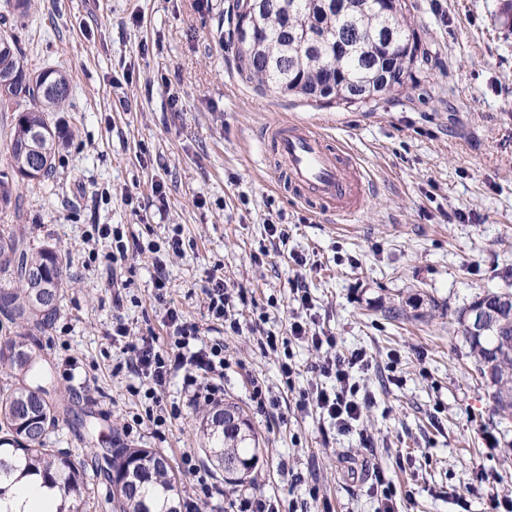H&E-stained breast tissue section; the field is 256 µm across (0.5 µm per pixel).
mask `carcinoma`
Returning <instances> with one entry per match:
<instances>
[{"label": "carcinoma", "mask_w": 512, "mask_h": 512, "mask_svg": "<svg viewBox=\"0 0 512 512\" xmlns=\"http://www.w3.org/2000/svg\"><path fill=\"white\" fill-rule=\"evenodd\" d=\"M331 0H250L259 19L263 60L253 59L244 44L245 32L235 28L239 71L261 89L291 93L325 104L347 105L371 101L378 95L369 87L388 78L389 91L403 86L413 68L428 65L408 8L387 17L376 0H342L344 21L356 35L357 48L347 55L336 52V11ZM391 28L403 49L391 55L381 50L378 37ZM19 37L0 32V107L18 112L8 133L7 155L0 166V315L17 331L0 341V366L13 378L0 389V478L13 468L4 457L25 463L43 482L60 487L68 500L89 501L86 457L53 447L51 433L62 416L73 417L87 428L90 448L111 492L112 512H177L182 482L161 451L123 446L110 451L95 444V424L89 415L76 414L70 403L50 397V366L37 347V336L53 326L60 311L63 256L49 245L38 246L28 235L22 189L50 178L56 155L68 138L52 120L64 110L72 93L65 71L49 68L44 79L30 78ZM485 377L487 398L499 419L512 420V322L483 336H465ZM227 414L242 418L238 427L218 429L207 412L203 428L204 453L216 467L235 459L247 473L227 481L236 486L252 479L259 441L241 407L224 404Z\"/></svg>", "instance_id": "1"}]
</instances>
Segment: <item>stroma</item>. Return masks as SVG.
<instances>
[{
  "label": "stroma",
  "instance_id": "1",
  "mask_svg": "<svg viewBox=\"0 0 512 512\" xmlns=\"http://www.w3.org/2000/svg\"><path fill=\"white\" fill-rule=\"evenodd\" d=\"M408 2L429 68L352 106L242 80L233 0H31L27 16H13L28 66L65 68L72 86L53 115L71 133L55 175L24 194L31 239L60 248L73 278L37 344L58 394L92 412L99 447L163 452L198 512L240 510L239 492L224 490L201 449L206 403L179 373L163 395L164 425L146 421L113 320L130 342L151 332L163 343L173 306L202 341L223 337L224 396L255 426L257 487L279 512H382L379 472L396 490L395 512H489L494 495L512 503V424L493 415L456 321L485 291L512 289V30L498 19L502 0ZM289 118L322 124L366 174L365 207L349 228L275 189L265 130ZM271 223L286 230L285 249L271 246ZM103 225L159 246L180 232L165 301L155 298L150 255L133 249L124 288L113 287ZM216 268L238 297L235 331L207 313L202 288ZM297 269L316 328L369 363L352 380L373 401L346 433L297 409L304 390L333 384L316 369L322 351L288 331ZM394 305L405 317H389ZM257 383L277 407L257 409ZM136 418L137 432L125 433ZM203 480L222 494L202 497Z\"/></svg>",
  "mask_w": 512,
  "mask_h": 512
}]
</instances>
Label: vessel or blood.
Here are the masks:
<instances>
[{
	"label": "vessel or blood",
	"mask_w": 512,
	"mask_h": 512,
	"mask_svg": "<svg viewBox=\"0 0 512 512\" xmlns=\"http://www.w3.org/2000/svg\"><path fill=\"white\" fill-rule=\"evenodd\" d=\"M283 181L295 196L336 216L359 213L367 196V179L343 146H333L318 128L284 121L269 129Z\"/></svg>",
	"instance_id": "vessel-or-blood-1"
}]
</instances>
